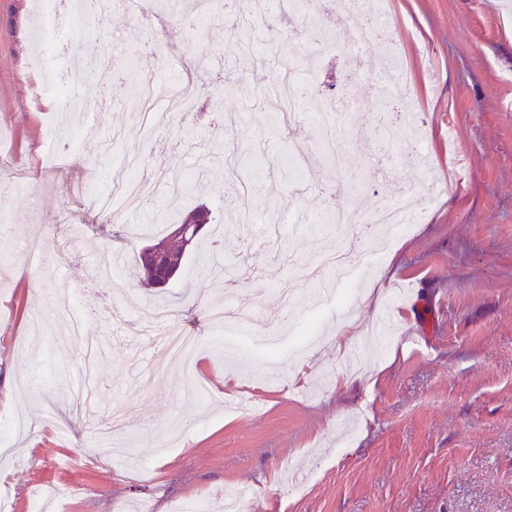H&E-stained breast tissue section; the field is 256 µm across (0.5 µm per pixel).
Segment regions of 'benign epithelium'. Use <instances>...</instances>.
<instances>
[{
    "mask_svg": "<svg viewBox=\"0 0 512 512\" xmlns=\"http://www.w3.org/2000/svg\"><path fill=\"white\" fill-rule=\"evenodd\" d=\"M199 224H175L164 238L144 246L140 253L151 271L152 286L161 287L174 277L183 265V260L198 233Z\"/></svg>",
    "mask_w": 512,
    "mask_h": 512,
    "instance_id": "obj_1",
    "label": "benign epithelium"
}]
</instances>
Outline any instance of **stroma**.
I'll return each mask as SVG.
<instances>
[{
  "mask_svg": "<svg viewBox=\"0 0 512 512\" xmlns=\"http://www.w3.org/2000/svg\"><path fill=\"white\" fill-rule=\"evenodd\" d=\"M268 27H250L234 0L222 21L188 35L184 4L109 9L104 39L141 44L136 68L77 84L85 132L60 139L65 163L43 164L45 128L65 126L43 75L36 0H0V426L17 452L0 457L13 512L53 489L69 512H173L206 497L244 493L241 512H512V10L497 0H391L382 23L346 19L322 0L319 19L337 38L321 49L315 80L298 73L305 102L353 97L349 184L308 153L313 119L277 117L272 89L278 32L299 21L269 4ZM404 62V89L371 71L386 54ZM153 93L197 76L191 115L141 119L138 88ZM429 168L399 167L397 151ZM207 168L211 223L166 292L144 286L131 229L166 228L174 177ZM438 189L425 194L423 183ZM376 212L414 196L409 232L350 221L360 261L330 297L315 288L282 303L275 289L336 248L315 212L350 211L353 195ZM223 249L228 266L250 265L237 288L204 269ZM85 312L96 363L62 344L55 299ZM253 310V330L210 344L208 310L226 296ZM162 306L208 345L194 373L152 374L151 353L131 358L140 336L126 324L130 300ZM350 309L360 325L381 310L394 321L380 352L348 386L332 336ZM94 411L66 393L85 378ZM129 412L124 448L86 447L116 406ZM300 469L291 483L284 472Z\"/></svg>",
  "mask_w": 512,
  "mask_h": 512,
  "instance_id": "stroma-1",
  "label": "stroma"
}]
</instances>
